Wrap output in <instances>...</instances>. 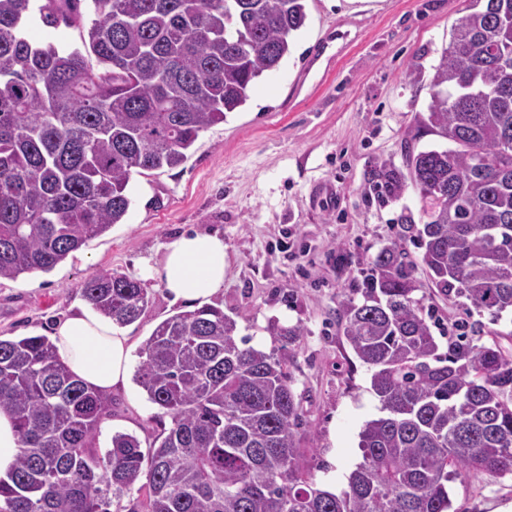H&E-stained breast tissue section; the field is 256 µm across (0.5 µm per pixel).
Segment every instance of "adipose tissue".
Segmentation results:
<instances>
[{
    "label": "adipose tissue",
    "mask_w": 512,
    "mask_h": 512,
    "mask_svg": "<svg viewBox=\"0 0 512 512\" xmlns=\"http://www.w3.org/2000/svg\"><path fill=\"white\" fill-rule=\"evenodd\" d=\"M225 269L223 237L192 233L168 242L146 275L160 281L173 300L196 302L221 292ZM51 341L61 362L89 387L109 392L128 386L132 344L111 320L77 308L58 323Z\"/></svg>",
    "instance_id": "adipose-tissue-1"
}]
</instances>
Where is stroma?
I'll return each instance as SVG.
<instances>
[{
  "mask_svg": "<svg viewBox=\"0 0 512 512\" xmlns=\"http://www.w3.org/2000/svg\"><path fill=\"white\" fill-rule=\"evenodd\" d=\"M467 0H308L305 26L288 57L264 74L224 123L202 132L180 166L133 176L125 223L88 240L53 270L0 279V337L48 335L52 323L84 305L91 275L118 272L140 280L150 303L128 327L131 364L154 329L186 311L164 286L145 277L178 235L224 239V288L211 301L237 322L238 336L281 357L302 421L300 464L334 493L348 488L362 460L360 433L383 414L371 368L354 355L336 311L384 247L419 261L398 218L426 217L414 190L379 202L365 181L370 168L401 164L406 140L445 149L437 136L414 139L430 81ZM423 311L447 342L454 322L474 324L475 344L512 355V319L493 320L463 298L438 295L416 273ZM301 325L295 342L277 335ZM111 418L101 422L98 452L115 432L149 445L171 418L137 383L114 391ZM451 512H499L512 505V477H471L451 484Z\"/></svg>",
  "mask_w": 512,
  "mask_h": 512,
  "instance_id": "stroma-1",
  "label": "stroma"
}]
</instances>
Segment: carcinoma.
I'll use <instances>...</instances> for the list:
<instances>
[{
	"mask_svg": "<svg viewBox=\"0 0 512 512\" xmlns=\"http://www.w3.org/2000/svg\"><path fill=\"white\" fill-rule=\"evenodd\" d=\"M80 47L37 45L26 28L80 24ZM307 0H0V279L48 272L125 220L135 174L174 168L199 133L243 106L305 25ZM512 0H469L431 80L427 115L402 167L367 172L377 195L412 187L428 221L421 266L443 296L512 313ZM435 135L446 149L419 150ZM416 264L388 246L338 310L374 369L385 415L360 435L348 490L319 488L299 464V404L285 363L237 340L209 305L174 314L141 351L137 381L171 416L143 451L99 424L112 397L57 358L45 336L0 338V410L22 445L0 477V512H100L146 478L144 512H449L448 483L512 477V356L464 336L441 346L414 297ZM83 297L119 326L150 298L99 273Z\"/></svg>",
	"mask_w": 512,
	"mask_h": 512,
	"instance_id": "carcinoma-1",
	"label": "carcinoma"
}]
</instances>
